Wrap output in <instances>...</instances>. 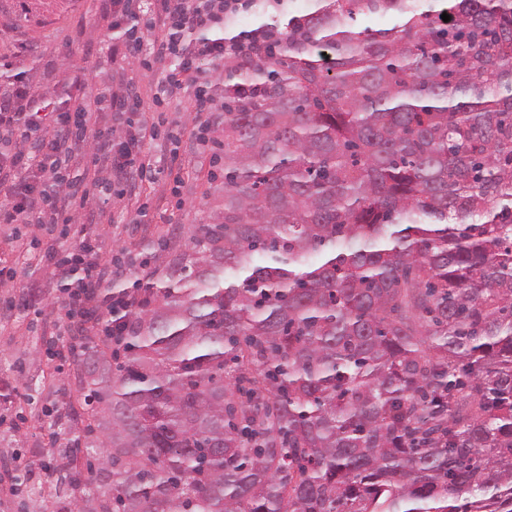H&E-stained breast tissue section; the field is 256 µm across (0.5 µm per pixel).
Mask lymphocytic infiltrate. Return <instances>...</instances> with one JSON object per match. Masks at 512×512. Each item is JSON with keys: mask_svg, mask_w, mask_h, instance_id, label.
<instances>
[{"mask_svg": "<svg viewBox=\"0 0 512 512\" xmlns=\"http://www.w3.org/2000/svg\"><path fill=\"white\" fill-rule=\"evenodd\" d=\"M100 2L109 29L124 31L126 57L135 60L147 53L163 59L178 55V70L166 74L162 86L169 92L191 89L190 109L204 129L211 127L214 114L223 111L224 105L212 94L211 84L202 73L203 63L267 55L262 31H252L243 43L210 35L211 30L223 28L225 20L236 16L240 0H146L143 10L149 21L143 29L125 24L132 12L129 0ZM85 76L84 68L68 62L52 93L41 92L21 72L10 88L0 93V185L17 179L25 182L18 197L0 201L1 224L87 223L80 181L61 175L70 165L81 166V180L94 183L105 171L128 167L145 170V130L116 140L111 132L92 127L94 114L104 111L111 113L117 125L133 126L135 113L145 109L135 87L92 98L80 92ZM21 125L43 131L37 151L14 146L16 129ZM46 170L58 171L54 183L41 181L39 174ZM49 257L65 272L61 307L69 320L83 329L93 327L101 323L102 311L117 309L112 294L101 290L102 274L90 247L81 244L62 254L50 252Z\"/></svg>", "mask_w": 512, "mask_h": 512, "instance_id": "1", "label": "lymphocytic infiltrate"}]
</instances>
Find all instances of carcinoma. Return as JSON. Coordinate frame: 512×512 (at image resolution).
Here are the masks:
<instances>
[{"label": "carcinoma", "mask_w": 512, "mask_h": 512, "mask_svg": "<svg viewBox=\"0 0 512 512\" xmlns=\"http://www.w3.org/2000/svg\"><path fill=\"white\" fill-rule=\"evenodd\" d=\"M267 37L221 204L84 342L61 512H512V0Z\"/></svg>", "instance_id": "obj_1"}]
</instances>
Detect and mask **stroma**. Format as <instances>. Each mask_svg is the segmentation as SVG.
<instances>
[{
  "instance_id": "1",
  "label": "stroma",
  "mask_w": 512,
  "mask_h": 512,
  "mask_svg": "<svg viewBox=\"0 0 512 512\" xmlns=\"http://www.w3.org/2000/svg\"><path fill=\"white\" fill-rule=\"evenodd\" d=\"M31 50L16 54L17 39ZM121 34L108 30L98 0H0V89L17 72L53 89L61 45H69L75 63L85 66L82 87L94 96L127 82L148 106L145 150L151 171L113 175L111 189L90 187L85 210L96 217L86 228L69 226L47 235L38 224H0V269L11 278L0 284V460L12 463L24 482L19 493L0 488V512H58L63 493L40 462L51 453L56 409L78 390L75 364L59 358L71 328L58 316V273L46 253L68 247L78 236L95 244L103 270L119 269V284L146 280L149 268L168 264L184 250L195 228L220 202L208 191V159L199 154L198 123L189 110V90L156 101L159 82L175 70V57L128 66L123 57L108 61L107 47ZM38 281L42 291L28 307L13 302L19 289Z\"/></svg>"
}]
</instances>
